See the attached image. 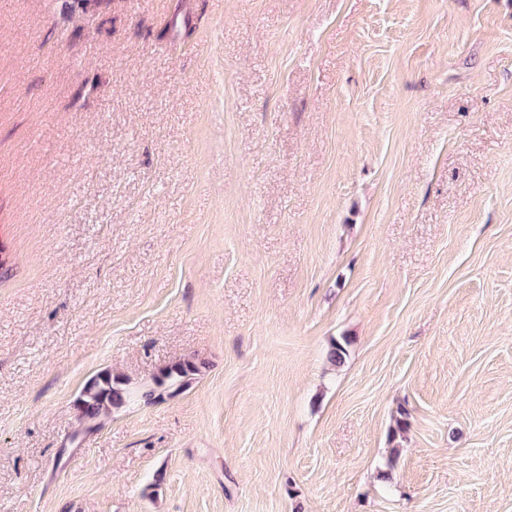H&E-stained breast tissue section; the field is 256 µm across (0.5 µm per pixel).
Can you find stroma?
<instances>
[{
    "instance_id": "35a3bbf8",
    "label": "stroma",
    "mask_w": 512,
    "mask_h": 512,
    "mask_svg": "<svg viewBox=\"0 0 512 512\" xmlns=\"http://www.w3.org/2000/svg\"><path fill=\"white\" fill-rule=\"evenodd\" d=\"M0 256V512H512V0H0ZM204 363L197 358L176 361L137 389L128 387L123 378L103 370L92 376L74 401L79 426L87 434L100 430L114 411L126 406L132 399L151 405L186 389L195 376L200 375Z\"/></svg>"
}]
</instances>
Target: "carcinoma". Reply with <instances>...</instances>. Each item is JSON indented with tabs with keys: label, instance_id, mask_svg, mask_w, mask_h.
<instances>
[{
	"label": "carcinoma",
	"instance_id": "cac0c4a2",
	"mask_svg": "<svg viewBox=\"0 0 512 512\" xmlns=\"http://www.w3.org/2000/svg\"><path fill=\"white\" fill-rule=\"evenodd\" d=\"M348 344L345 336L333 342L328 355L331 363L337 365L345 360ZM203 368L204 363L197 358L182 359L166 366L152 382L137 389L128 387L126 380L110 370L100 371L85 383L74 401L79 426L90 434L100 430L114 411L134 398L151 405L166 395L174 396L186 389Z\"/></svg>",
	"mask_w": 512,
	"mask_h": 512
}]
</instances>
